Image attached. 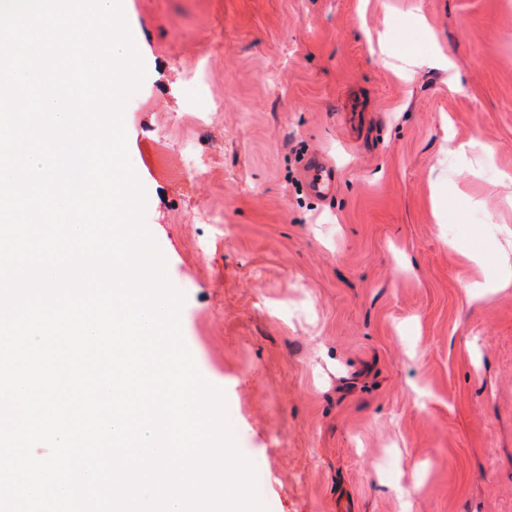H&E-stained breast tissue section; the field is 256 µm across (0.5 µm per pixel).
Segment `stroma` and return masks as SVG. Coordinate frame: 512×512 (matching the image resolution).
<instances>
[{"label": "stroma", "mask_w": 512, "mask_h": 512, "mask_svg": "<svg viewBox=\"0 0 512 512\" xmlns=\"http://www.w3.org/2000/svg\"><path fill=\"white\" fill-rule=\"evenodd\" d=\"M121 7L144 223L267 512H512V0ZM304 178L312 192L319 197H327L336 183L334 169L318 154H311L304 167Z\"/></svg>", "instance_id": "stroma-1"}]
</instances>
